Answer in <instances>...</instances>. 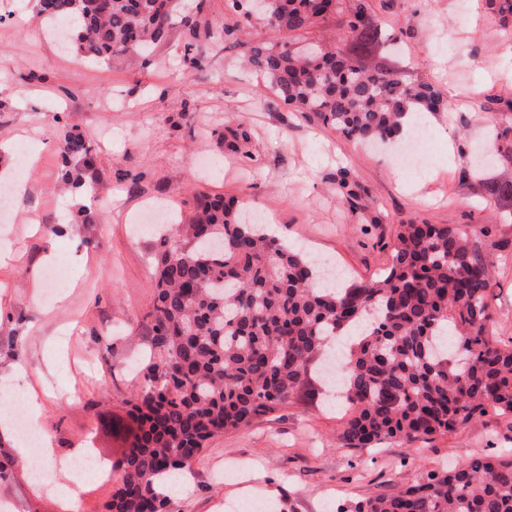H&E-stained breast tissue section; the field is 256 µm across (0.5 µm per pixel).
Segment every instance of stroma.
Listing matches in <instances>:
<instances>
[{
  "instance_id": "1",
  "label": "stroma",
  "mask_w": 512,
  "mask_h": 512,
  "mask_svg": "<svg viewBox=\"0 0 512 512\" xmlns=\"http://www.w3.org/2000/svg\"><path fill=\"white\" fill-rule=\"evenodd\" d=\"M25 0H0V170L22 182L12 219L0 218V376L14 364L26 375L20 391L37 395L34 429L52 453L26 449L16 472L0 481L7 512H105L113 485L84 478L77 500L59 495L68 479L60 459H119L126 434L125 402L145 384L138 369L150 352L155 238L134 219L151 202L176 220L193 214L200 195L234 199L245 212L273 221L286 243L313 259H333L353 280L389 265L400 225L426 221L480 231L496 260L490 305L501 335L512 336V218L495 196L460 182L466 153L489 148L487 131L512 124V36H505L476 0H395L375 10L393 43L385 52L403 78L451 92L449 109L429 117L426 157L401 186L403 164L384 152L284 105L269 81L244 63L245 49L221 37L238 15L224 0H185L188 25L176 26L148 64L127 59H78L61 49L47 21L25 13ZM201 48L191 66L188 46ZM250 131L248 155L224 148L228 129ZM75 128L97 155L101 219L75 223L82 198L60 188L63 131ZM33 157L30 165L21 156ZM351 168L382 221L358 220L332 190L338 167ZM41 229H31L30 214ZM56 226L48 233L46 225ZM54 260H46V253ZM40 289H33L31 270ZM309 395L250 427L212 439L170 512H238L255 500L267 512H348L369 495L402 482L512 449V418L488 413L452 435L407 444L345 448L339 407L326 405L324 383L310 378ZM37 465L55 487L43 489L28 472Z\"/></svg>"
}]
</instances>
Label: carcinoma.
<instances>
[{
	"mask_svg": "<svg viewBox=\"0 0 512 512\" xmlns=\"http://www.w3.org/2000/svg\"><path fill=\"white\" fill-rule=\"evenodd\" d=\"M485 4L512 35V0ZM35 7L70 30L76 56L145 63L148 49L168 40L181 0H36ZM332 16L340 18L338 44H311L301 55L276 42ZM260 20L270 40L249 44V65L270 78L283 103L349 139L400 142L408 114L448 109L433 85L408 83L377 57L384 32L371 0H263ZM225 143L246 155L249 132L234 130ZM492 143L511 169L512 125L492 130ZM58 149L63 183L84 195L98 189L96 157L82 135L64 131ZM335 184L351 211L380 222L367 215L369 192L350 169L339 168ZM478 186L509 207L512 183L493 177ZM493 268L474 232L402 224L380 277L320 286L303 249L240 222L223 196L203 197L155 253L152 354L146 385L127 411L131 441L115 463L122 476L106 512H166L164 477L187 476L211 439L288 406L332 348L343 367L346 448L454 434L490 410L511 416L512 336L493 327ZM350 512H512V453L431 472Z\"/></svg>",
	"mask_w": 512,
	"mask_h": 512,
	"instance_id": "1",
	"label": "carcinoma"
}]
</instances>
